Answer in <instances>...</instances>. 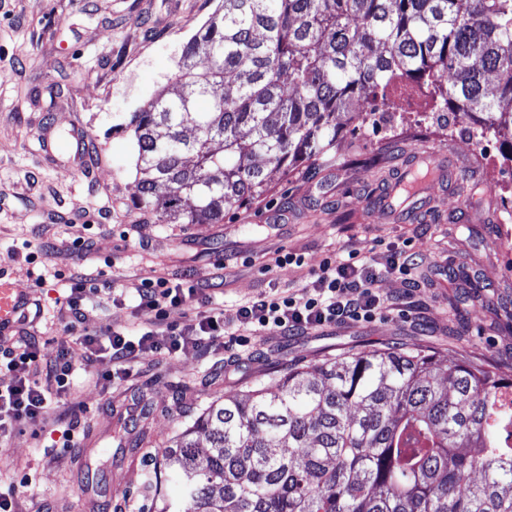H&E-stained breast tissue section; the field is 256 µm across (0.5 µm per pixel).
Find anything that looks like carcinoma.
Listing matches in <instances>:
<instances>
[{"instance_id": "cac0c4a2", "label": "carcinoma", "mask_w": 512, "mask_h": 512, "mask_svg": "<svg viewBox=\"0 0 512 512\" xmlns=\"http://www.w3.org/2000/svg\"><path fill=\"white\" fill-rule=\"evenodd\" d=\"M403 80L440 99L432 126L512 132V0H218L175 96L130 115L136 204L220 224L328 155L340 114L390 121ZM165 465L163 512H512V375L422 349L328 359L210 402Z\"/></svg>"}]
</instances>
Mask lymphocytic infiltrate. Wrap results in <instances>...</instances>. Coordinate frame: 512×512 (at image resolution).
I'll list each match as a JSON object with an SVG mask.
<instances>
[{"label":"lymphocytic infiltrate","mask_w":512,"mask_h":512,"mask_svg":"<svg viewBox=\"0 0 512 512\" xmlns=\"http://www.w3.org/2000/svg\"><path fill=\"white\" fill-rule=\"evenodd\" d=\"M413 268L412 256L399 248L389 250L381 261L357 250L337 253L323 259L313 270L311 282L298 291L264 293L239 305L236 321L243 328L279 335L369 322L392 308L391 300L378 291L383 274L407 277ZM106 292L96 276L73 277L65 297L70 315L67 340L51 348L27 335L16 345L0 347V371L12 376L9 384L0 385V439L22 424L47 422L64 440H73L72 407L52 408L44 384L49 381L58 389L66 388L77 367L74 348H81L82 365L98 380L111 382L126 378L134 363L149 357L189 349L207 354L219 344L232 353L240 344L237 336L227 335L224 312L213 307L205 281L183 285L161 277L138 288L139 309L147 328L135 336L109 324L88 331V316ZM173 310L186 311V320L171 322L169 313Z\"/></svg>","instance_id":"obj_1"}]
</instances>
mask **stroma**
<instances>
[{
	"mask_svg": "<svg viewBox=\"0 0 512 512\" xmlns=\"http://www.w3.org/2000/svg\"><path fill=\"white\" fill-rule=\"evenodd\" d=\"M217 0H0V273L39 303L37 336L65 337L63 296L75 272L113 284L94 323L138 331L137 289L185 271L222 274L214 306L308 284L338 249L416 253L414 284L391 274L387 316L288 336L239 330L250 355L146 359L111 385L76 372L60 402L76 400L75 445L27 423L0 444V481L18 512H161L174 483L158 476L174 436L215 399L245 395L296 367L363 349L422 347L512 374V134L482 141L439 131L431 91L396 93L390 127L344 123L330 156L285 175L269 194L220 224H157L134 207L137 152L123 130L132 112L172 87L183 44ZM438 153L423 200L392 222L386 188L416 152ZM118 201L108 211V200ZM302 265L272 269L277 253Z\"/></svg>",
	"mask_w": 512,
	"mask_h": 512,
	"instance_id": "stroma-1",
	"label": "stroma"
}]
</instances>
